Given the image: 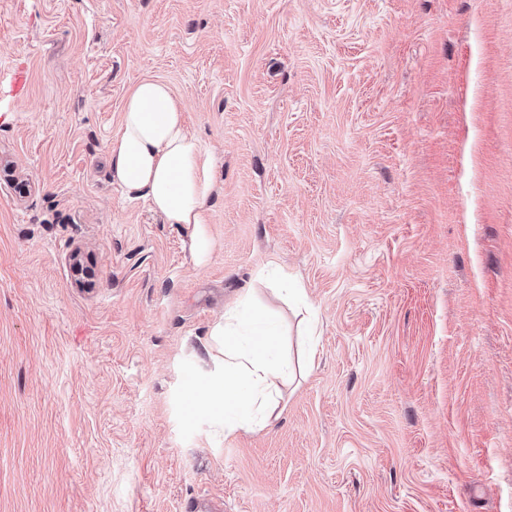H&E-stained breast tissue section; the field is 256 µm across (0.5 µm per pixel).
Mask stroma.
Segmentation results:
<instances>
[{
    "instance_id": "stroma-1",
    "label": "stroma",
    "mask_w": 512,
    "mask_h": 512,
    "mask_svg": "<svg viewBox=\"0 0 512 512\" xmlns=\"http://www.w3.org/2000/svg\"><path fill=\"white\" fill-rule=\"evenodd\" d=\"M16 64L0 512H512V0H0ZM149 78L215 162L205 225L112 175ZM249 290L300 367L228 435L193 392ZM258 276L262 280L283 283L286 288L279 289L284 290L288 298L297 302H303L306 299L305 288H301L295 279L290 281L288 272L280 266L270 263L259 272Z\"/></svg>"
}]
</instances>
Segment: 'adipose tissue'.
<instances>
[{
    "label": "adipose tissue",
    "mask_w": 512,
    "mask_h": 512,
    "mask_svg": "<svg viewBox=\"0 0 512 512\" xmlns=\"http://www.w3.org/2000/svg\"><path fill=\"white\" fill-rule=\"evenodd\" d=\"M109 156L128 196L147 200L167 223H204L215 187L210 155L188 131L168 84L145 80L133 89ZM214 333L224 339V378L206 404L223 405L225 433L265 426L281 397L277 381L291 371L279 356L278 324L246 295L225 311Z\"/></svg>",
    "instance_id": "adipose-tissue-1"
}]
</instances>
